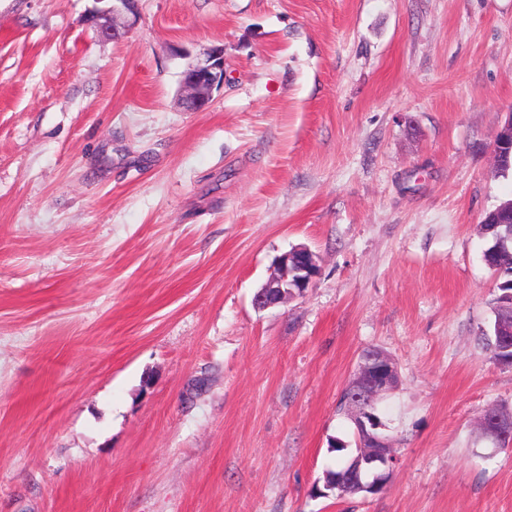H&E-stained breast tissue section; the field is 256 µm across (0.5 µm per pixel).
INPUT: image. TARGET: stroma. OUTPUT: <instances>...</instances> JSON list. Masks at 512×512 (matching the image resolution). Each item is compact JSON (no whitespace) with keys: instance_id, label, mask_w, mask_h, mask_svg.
<instances>
[{"instance_id":"1","label":"stroma","mask_w":512,"mask_h":512,"mask_svg":"<svg viewBox=\"0 0 512 512\" xmlns=\"http://www.w3.org/2000/svg\"><path fill=\"white\" fill-rule=\"evenodd\" d=\"M99 7L0 0V512H512L477 429L512 0H140L116 40ZM296 247L310 286L255 308ZM370 347L397 464L324 497ZM224 83V48L216 45L191 64L182 75V104L188 110H200L211 100L212 92Z\"/></svg>"}]
</instances>
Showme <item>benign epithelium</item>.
Returning <instances> with one entry per match:
<instances>
[{"label":"benign epithelium","mask_w":512,"mask_h":512,"mask_svg":"<svg viewBox=\"0 0 512 512\" xmlns=\"http://www.w3.org/2000/svg\"><path fill=\"white\" fill-rule=\"evenodd\" d=\"M112 5L94 12L87 22L103 37L115 38L121 25L136 18L139 0H110ZM224 84V46L208 49L182 75V104L188 110H200L211 100L215 88ZM498 161L512 160V115L499 131L493 148ZM318 272L315 254L305 247L294 248L281 256L277 272L256 292L253 303L265 309L301 294ZM397 365L387 352L371 348L362 353L347 383V415L356 428L360 454L351 467L336 481V488L354 487L367 490L374 482L392 476L396 457L390 437L383 426L372 418L378 402L397 388ZM479 429L486 438L497 441L512 435V413L500 406L489 407L479 419Z\"/></svg>","instance_id":"obj_1"}]
</instances>
